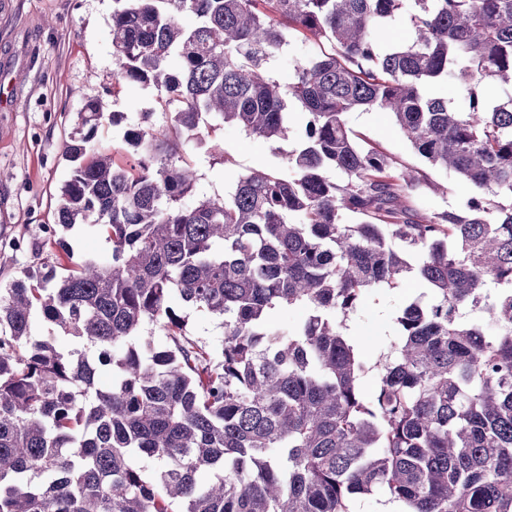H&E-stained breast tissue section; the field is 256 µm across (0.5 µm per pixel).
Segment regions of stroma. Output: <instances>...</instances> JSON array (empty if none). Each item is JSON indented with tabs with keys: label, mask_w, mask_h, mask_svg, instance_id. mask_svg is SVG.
<instances>
[{
	"label": "stroma",
	"mask_w": 512,
	"mask_h": 512,
	"mask_svg": "<svg viewBox=\"0 0 512 512\" xmlns=\"http://www.w3.org/2000/svg\"><path fill=\"white\" fill-rule=\"evenodd\" d=\"M112 8L113 0H0L1 287L40 264L36 253L43 244L41 227L57 223L60 190L74 168L65 147L79 126L84 93L101 94L112 115L99 129L97 142L117 160H128L123 136L142 126L144 114H151L154 125L166 122L156 90L118 80ZM345 119L364 146L405 165L421 166L389 114L355 110ZM288 126L287 139L275 143L230 123L202 124L201 142L192 143L186 153L197 180L182 206L230 195L238 177L254 170L289 174L288 154L303 128L301 111H293ZM430 176L432 187L409 200L418 214L458 206L473 193L452 172L436 169ZM62 239V245L52 248L61 259L78 263L111 257L110 244L96 231L66 232ZM421 290V284L410 279L365 298L351 326L366 339L367 356L391 343L395 310Z\"/></svg>",
	"instance_id": "35a3bbf8"
}]
</instances>
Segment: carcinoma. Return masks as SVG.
Returning a JSON list of instances; mask_svg holds the SVG:
<instances>
[{"label":"carcinoma","instance_id":"1","mask_svg":"<svg viewBox=\"0 0 512 512\" xmlns=\"http://www.w3.org/2000/svg\"><path fill=\"white\" fill-rule=\"evenodd\" d=\"M114 3L119 79L155 89L167 122L128 131L138 158L117 162L92 144L107 112L85 93L44 234L94 229L111 261L45 260L0 287V512H351L376 491L406 512H512V93H487L512 88V0ZM400 12L412 37L390 42ZM292 40L332 52L284 86L269 63ZM448 79L463 112L423 92ZM296 107L293 176L180 205L202 116L277 142ZM354 110L391 114L425 167L361 146ZM429 167L476 192L414 216ZM408 279L424 291L371 361L349 320ZM176 300L221 320V347ZM296 304L308 317L277 328ZM36 311L71 347L32 334Z\"/></svg>","mask_w":512,"mask_h":512}]
</instances>
